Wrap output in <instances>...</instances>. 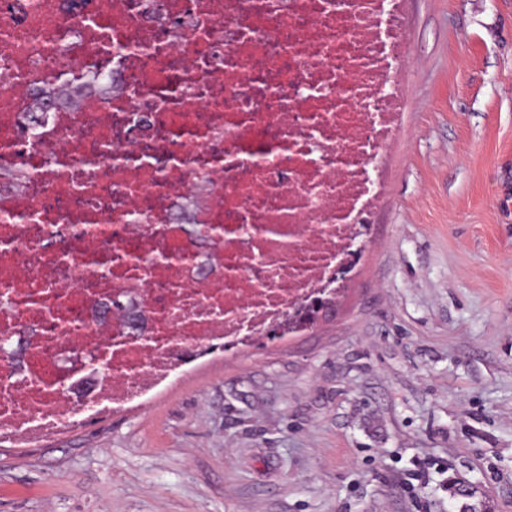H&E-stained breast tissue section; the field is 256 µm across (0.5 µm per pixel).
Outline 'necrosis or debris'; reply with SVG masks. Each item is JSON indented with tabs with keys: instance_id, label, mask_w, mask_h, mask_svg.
Returning <instances> with one entry per match:
<instances>
[{
	"instance_id": "4bbe7bcc",
	"label": "necrosis or debris",
	"mask_w": 512,
	"mask_h": 512,
	"mask_svg": "<svg viewBox=\"0 0 512 512\" xmlns=\"http://www.w3.org/2000/svg\"><path fill=\"white\" fill-rule=\"evenodd\" d=\"M404 3L0 0V340L27 339L23 365L0 355V441L64 435L204 355L301 332L370 234ZM93 351L108 372L86 403Z\"/></svg>"
}]
</instances>
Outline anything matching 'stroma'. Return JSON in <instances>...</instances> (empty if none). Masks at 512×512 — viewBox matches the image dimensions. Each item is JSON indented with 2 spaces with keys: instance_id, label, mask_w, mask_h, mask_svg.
Segmentation results:
<instances>
[{
  "instance_id": "stroma-1",
  "label": "stroma",
  "mask_w": 512,
  "mask_h": 512,
  "mask_svg": "<svg viewBox=\"0 0 512 512\" xmlns=\"http://www.w3.org/2000/svg\"><path fill=\"white\" fill-rule=\"evenodd\" d=\"M385 191L333 313L0 444V512H512V0H406Z\"/></svg>"
}]
</instances>
